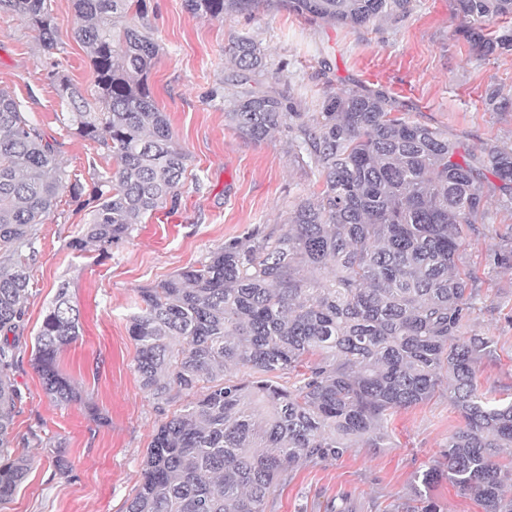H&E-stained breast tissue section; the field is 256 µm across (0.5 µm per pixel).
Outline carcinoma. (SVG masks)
I'll use <instances>...</instances> for the list:
<instances>
[{"label": "carcinoma", "mask_w": 512, "mask_h": 512, "mask_svg": "<svg viewBox=\"0 0 512 512\" xmlns=\"http://www.w3.org/2000/svg\"><path fill=\"white\" fill-rule=\"evenodd\" d=\"M258 0H185L209 18L250 14ZM72 34L87 51L93 81L81 89L51 73L66 120L112 151L115 168L93 187V210L70 243L105 251L148 213L175 202L189 156L154 102L149 76L159 48L145 0H73ZM308 20L364 27L412 14L414 0H284ZM457 32L477 53H512V0H453ZM57 49L50 0H0ZM228 54L238 91L227 118L262 141L283 125L294 159L317 171L322 190L299 201L278 234L251 232L196 266L140 290L130 317L134 371L151 400L184 399L156 429L126 512H266L288 472L353 448H388V418L439 394L464 421L441 459L419 476L416 501L386 512H441L428 494L443 477L483 512H512V401L478 390L480 366L498 340L471 334L479 292L461 276L464 224L482 219L488 193L512 209V147L461 148L448 133L407 120L384 91L340 88L320 111L298 110L263 90L264 50L238 36ZM82 195L56 144L0 89V503L26 480L31 459L13 450L23 394L13 377L25 321L39 226L64 193ZM493 262L512 268V238L483 235ZM81 336L80 310L62 281L34 337L45 393L68 405L77 384L58 354ZM295 374L286 388L265 378Z\"/></svg>", "instance_id": "obj_1"}]
</instances>
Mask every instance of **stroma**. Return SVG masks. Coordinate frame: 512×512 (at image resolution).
Instances as JSON below:
<instances>
[{
    "label": "stroma",
    "mask_w": 512,
    "mask_h": 512,
    "mask_svg": "<svg viewBox=\"0 0 512 512\" xmlns=\"http://www.w3.org/2000/svg\"><path fill=\"white\" fill-rule=\"evenodd\" d=\"M146 4L159 45L149 83L189 155L184 183L175 207L146 216L106 255L71 250L89 211L70 195L58 199L41 225L14 372L24 395L14 418L15 451L31 458L32 469L0 512H125L154 432L178 408L148 400L133 370L137 349L128 327L140 289L248 232H279L294 204L322 189L317 172L294 162L287 128L260 142L231 128L224 99L235 90L227 54L232 38L248 35L261 45L270 71L280 77L278 89L289 92L301 111H319L328 91L381 88L409 121L445 130L462 146L512 145V110L484 104L491 86L512 99V55L473 52L456 33L451 0H415L409 17L357 29L308 20L277 0H262L249 15L228 12L220 19L190 14L184 0ZM51 8L59 25V45L51 52L20 17L0 15V89L24 102L30 121L56 141L64 167L89 191L111 173L112 153L78 136L62 117L51 66L82 88L93 76L71 33L72 0H51ZM395 79L411 83L412 92L394 91ZM464 236L465 270L482 297L470 330L499 340L497 358L480 368L478 387L506 398L512 396V269L494 265L472 227ZM63 280L80 310L82 337L61 353L58 366L82 386L102 415L98 421L82 406L51 402L32 362L34 337ZM462 424L441 396L397 411L388 421L389 447L357 448L294 469L267 512H383L393 499L410 495L415 475L439 458ZM60 460L68 465L62 476L55 473Z\"/></svg>",
    "instance_id": "obj_1"
}]
</instances>
